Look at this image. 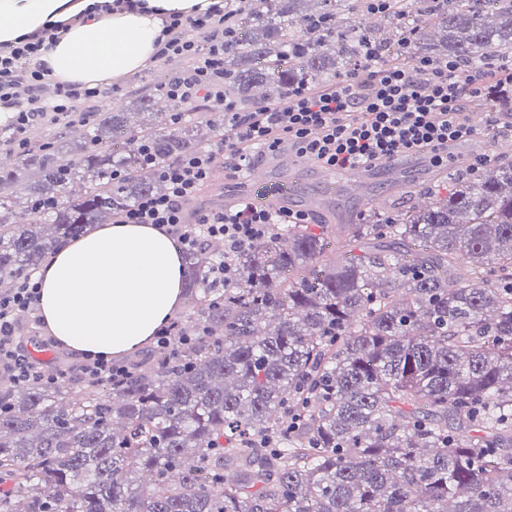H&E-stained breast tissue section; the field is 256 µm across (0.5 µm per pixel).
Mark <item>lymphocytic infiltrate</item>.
<instances>
[{
  "label": "lymphocytic infiltrate",
  "instance_id": "lymphocytic-infiltrate-1",
  "mask_svg": "<svg viewBox=\"0 0 512 512\" xmlns=\"http://www.w3.org/2000/svg\"><path fill=\"white\" fill-rule=\"evenodd\" d=\"M241 2L224 0L205 13L164 20L153 58L175 68L168 94L188 104L222 101L224 133L213 146L158 166L164 193L142 196L117 216V223L155 225L184 251L217 243L227 256L251 248L271 225L306 224L310 218L301 210L273 212L244 199L228 210H199L195 221H188L184 205L199 195L216 163L240 177L254 167L258 154L288 148L334 170L379 165L417 151L433 165L445 166L452 161L449 145L477 132L470 118L473 105L489 97L502 102L497 123L512 128V59L465 72L453 60L415 50L409 51L408 63L400 64L381 62L373 49H366L355 69L333 84H298L280 102L237 111L224 99V47L230 38L224 20ZM61 31L54 24L0 44V104L16 109L10 124L16 142L50 121L88 124L100 99L113 91L106 84L52 81L35 64L44 43L57 41ZM38 298L39 280L32 272L15 287L0 289L1 378L52 386L73 374L96 385H120L133 375L135 364L127 359L87 357L54 368L35 360L15 315L36 313Z\"/></svg>",
  "mask_w": 512,
  "mask_h": 512
}]
</instances>
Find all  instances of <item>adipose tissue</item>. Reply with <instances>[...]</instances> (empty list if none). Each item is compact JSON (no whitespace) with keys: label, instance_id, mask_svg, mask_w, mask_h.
Returning a JSON list of instances; mask_svg holds the SVG:
<instances>
[{"label":"adipose tissue","instance_id":"obj_1","mask_svg":"<svg viewBox=\"0 0 512 512\" xmlns=\"http://www.w3.org/2000/svg\"><path fill=\"white\" fill-rule=\"evenodd\" d=\"M0 0V42L67 26L40 55L54 80L109 83L144 68L163 21L196 15L217 0ZM91 11L85 22L74 15ZM183 263L169 237L149 224H105L63 244L42 266L38 314L77 354L119 357L145 346L182 304Z\"/></svg>","mask_w":512,"mask_h":512}]
</instances>
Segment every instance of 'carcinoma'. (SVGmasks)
<instances>
[{"label": "carcinoma", "instance_id": "1", "mask_svg": "<svg viewBox=\"0 0 512 512\" xmlns=\"http://www.w3.org/2000/svg\"><path fill=\"white\" fill-rule=\"evenodd\" d=\"M364 0H252L230 20L224 94L248 112L327 84L368 43L466 69L512 56V0H390L402 37L356 32ZM101 112L44 129L0 186V288L165 185L146 165L205 148L217 116ZM425 207L359 224H275L231 256L185 253L186 333L124 384L0 380V512H512V158ZM122 178L112 180V171ZM353 247L336 258L344 235ZM466 273H460L461 269Z\"/></svg>", "mask_w": 512, "mask_h": 512}]
</instances>
